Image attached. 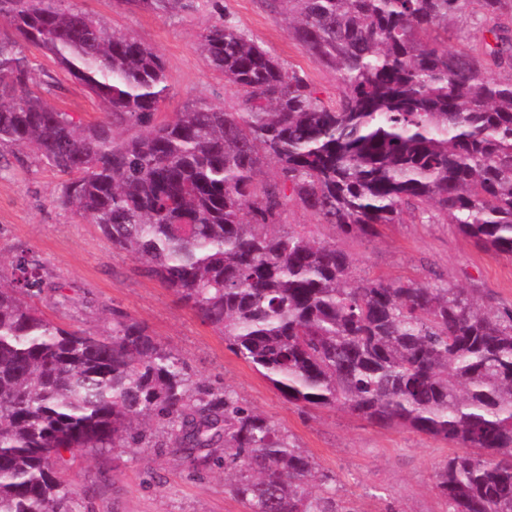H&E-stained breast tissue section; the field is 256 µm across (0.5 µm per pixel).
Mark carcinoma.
Segmentation results:
<instances>
[{"label": "carcinoma", "mask_w": 512, "mask_h": 512, "mask_svg": "<svg viewBox=\"0 0 512 512\" xmlns=\"http://www.w3.org/2000/svg\"><path fill=\"white\" fill-rule=\"evenodd\" d=\"M208 2L113 5L166 15ZM266 6L336 72V100L220 13L198 49L239 107L200 100L159 122L170 85L153 48L65 0H0L11 28L0 32V147L60 176V208L141 260L289 402L463 448L435 471L447 512H512V305L357 277L336 243L284 229L290 201L345 236L408 215L512 259V0ZM24 44L96 96L103 117L81 125L52 107L57 81L37 76ZM43 270L26 250L0 276V512H77L62 453L132 448L155 424L161 447L198 472L223 449L246 512H354L285 433L192 382L126 314L112 312L108 334L49 320L33 301Z\"/></svg>", "instance_id": "1"}]
</instances>
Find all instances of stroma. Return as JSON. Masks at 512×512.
Listing matches in <instances>:
<instances>
[{"instance_id":"obj_1","label":"stroma","mask_w":512,"mask_h":512,"mask_svg":"<svg viewBox=\"0 0 512 512\" xmlns=\"http://www.w3.org/2000/svg\"><path fill=\"white\" fill-rule=\"evenodd\" d=\"M69 5L162 56L170 91L158 120H172L199 98L237 106L234 87L195 49L220 12L282 62L303 70L321 98L336 96L335 72L312 61L287 20L263 0H210L205 8L168 15L121 10L112 0H70ZM27 55L36 72L56 78L58 87L48 100L57 110L84 123L102 117L101 102L41 49L28 47ZM59 189V177L32 154L0 149V260L27 249L40 256L47 285L36 305L49 318L65 328L106 333L113 310L128 314L184 358L194 382L226 388L309 453L355 512H444L433 475L457 454L456 446L403 428L379 427L340 407L305 410L289 403L170 289L145 274L136 257L113 250L96 225L57 207ZM285 222L336 243L352 257L357 275L438 277L472 291L483 305H512V261L483 250L454 225L408 218L381 227L371 239L345 237L293 203ZM157 438L139 448L64 454L59 467L79 512H243L224 489L223 470L192 474L182 459L159 448L165 433Z\"/></svg>"}]
</instances>
